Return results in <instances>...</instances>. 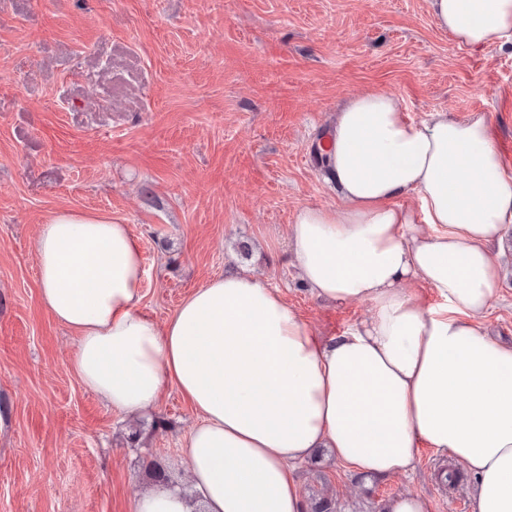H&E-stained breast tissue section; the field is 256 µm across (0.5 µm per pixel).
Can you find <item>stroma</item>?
<instances>
[{
	"mask_svg": "<svg viewBox=\"0 0 512 512\" xmlns=\"http://www.w3.org/2000/svg\"><path fill=\"white\" fill-rule=\"evenodd\" d=\"M380 89L415 122L486 115L512 149V45L474 51L430 0H0V512H134L158 487L192 489L183 443L198 417L174 385L130 418L86 388L73 334L42 306L34 242L62 210L129 225L142 308L164 323L195 288L244 269L331 337L369 319L301 282L288 226L340 207L315 147L339 106ZM501 300L484 325L512 343V229ZM440 456L367 478L320 450L307 504L382 512L413 493L466 512Z\"/></svg>",
	"mask_w": 512,
	"mask_h": 512,
	"instance_id": "obj_1",
	"label": "stroma"
}]
</instances>
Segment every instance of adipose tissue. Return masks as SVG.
<instances>
[{"label": "adipose tissue", "instance_id": "adipose-tissue-1", "mask_svg": "<svg viewBox=\"0 0 512 512\" xmlns=\"http://www.w3.org/2000/svg\"><path fill=\"white\" fill-rule=\"evenodd\" d=\"M430 5L460 45L512 42V0ZM326 141L343 204L300 208L288 238L317 298L370 304V319L323 337L244 271L157 324L141 308L129 226L63 210L34 248L41 302L77 338L74 371L130 417L179 389L199 417L184 448L203 512H307L294 468L315 449L389 477L413 467L422 442L475 477L472 512H512V344L479 325L504 275L490 246L512 224V174L489 118L435 112L418 124L372 90L339 109ZM411 193L414 208L401 202Z\"/></svg>", "mask_w": 512, "mask_h": 512}]
</instances>
